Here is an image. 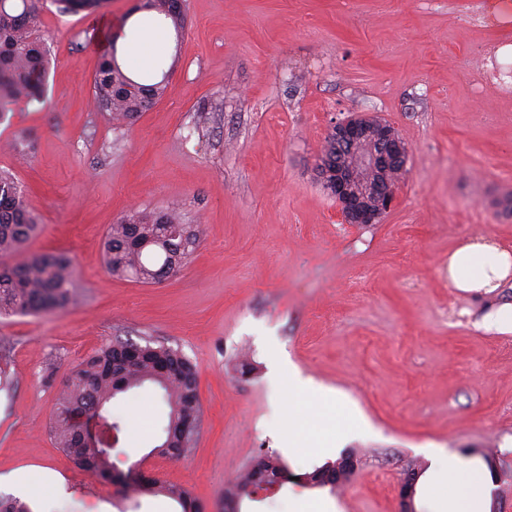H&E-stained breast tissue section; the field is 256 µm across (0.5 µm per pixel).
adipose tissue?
<instances>
[{
  "mask_svg": "<svg viewBox=\"0 0 512 512\" xmlns=\"http://www.w3.org/2000/svg\"><path fill=\"white\" fill-rule=\"evenodd\" d=\"M448 279L462 292H495L512 281V251L488 236L472 238L449 254ZM290 404L295 412L287 433L281 437L286 448L315 447L326 439L316 427L317 420L335 424L350 417L347 409L310 384ZM435 465L434 489L446 498L448 512H481V478L456 476L455 465L442 456L436 458Z\"/></svg>",
  "mask_w": 512,
  "mask_h": 512,
  "instance_id": "obj_1",
  "label": "adipose tissue"
}]
</instances>
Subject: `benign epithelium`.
Wrapping results in <instances>:
<instances>
[{"label":"benign epithelium","mask_w":512,"mask_h":512,"mask_svg":"<svg viewBox=\"0 0 512 512\" xmlns=\"http://www.w3.org/2000/svg\"><path fill=\"white\" fill-rule=\"evenodd\" d=\"M336 155L316 164L317 177L336 201L346 224H375L393 206L391 169L406 167L408 148L394 127L370 115L336 121L328 132ZM419 471L409 469L399 486V512H416Z\"/></svg>","instance_id":"benign-epithelium-1"}]
</instances>
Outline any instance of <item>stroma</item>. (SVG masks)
I'll use <instances>...</instances> for the list:
<instances>
[{
	"instance_id": "1",
	"label": "stroma",
	"mask_w": 512,
	"mask_h": 512,
	"mask_svg": "<svg viewBox=\"0 0 512 512\" xmlns=\"http://www.w3.org/2000/svg\"><path fill=\"white\" fill-rule=\"evenodd\" d=\"M497 0H187L180 39L151 46L174 60L166 92L114 128L91 105L93 75L134 0L104 11L40 13L45 92L0 121V169L26 193L40 229L14 254L71 258L65 309L0 316V493L32 512H179L77 469L50 435L57 394L115 338L164 342L196 363L201 422L192 450L155 455L168 408L147 383L112 400L126 430L112 470L185 488L221 512L225 483L262 451L293 481L242 512H398L409 463L422 465L418 512H442L431 454L486 471L498 512H512V334L476 329L512 288L482 296L448 285V254L488 235L512 248V14ZM373 113L409 148L407 173L376 224H347L318 181L317 155L336 120ZM182 205L204 234L177 275L117 278L103 262L111 224L132 209ZM330 389L355 413L333 435L359 470L339 492L301 474L323 449H283L287 377ZM49 470L57 489L12 472Z\"/></svg>"
}]
</instances>
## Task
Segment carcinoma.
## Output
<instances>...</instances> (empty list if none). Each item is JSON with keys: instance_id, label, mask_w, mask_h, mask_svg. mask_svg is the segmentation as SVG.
Here are the masks:
<instances>
[{"instance_id": "1", "label": "carcinoma", "mask_w": 512, "mask_h": 512, "mask_svg": "<svg viewBox=\"0 0 512 512\" xmlns=\"http://www.w3.org/2000/svg\"><path fill=\"white\" fill-rule=\"evenodd\" d=\"M65 14L94 13L105 0H53ZM43 0H0V118L19 99L40 98L48 67L45 38L39 29ZM146 12L162 28L179 37L187 26V10L175 0H142L129 15ZM131 65L120 64L116 53L102 56L93 76V101L106 100L105 112L117 123L133 120L154 105L165 93L166 83L149 76L131 77ZM186 224L176 205L160 210H133L111 225L105 238V265L114 276L151 284L159 281L162 267L174 259L185 265L200 239L201 230L192 228V246L180 248V241L166 238L162 229ZM38 230L37 219L28 209L25 191L11 173L0 169V257L6 258L22 247ZM75 297L73 267L64 255L35 254L24 262L0 263V315L30 314L63 309ZM150 382L162 392L168 406L167 421L160 444L151 452L169 454L180 448L187 453L194 436L181 440L183 428L199 422L197 370L177 350L162 342L143 344L117 340L85 359L73 372L56 399L50 433L57 447L77 466L105 480L120 479L136 493H162L175 501L181 512H205L181 487L158 479H147L137 467L121 477L112 473L110 453L125 430L124 422L103 410L114 398ZM102 420L106 440L88 434ZM287 465L274 452L259 453L249 466L224 486V502L241 512L242 502L251 500L260 485L282 487ZM312 488L334 492L336 470L326 463L302 475Z\"/></svg>"}]
</instances>
